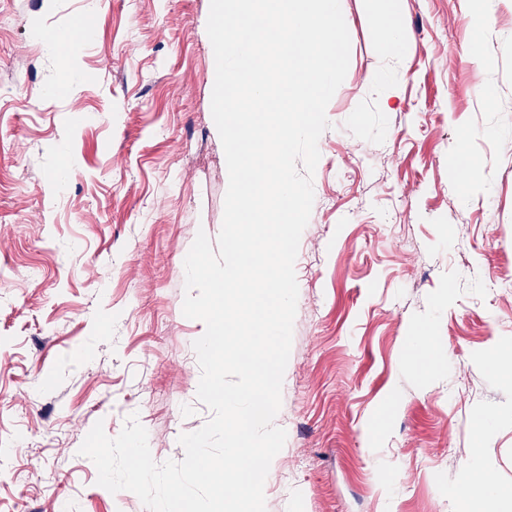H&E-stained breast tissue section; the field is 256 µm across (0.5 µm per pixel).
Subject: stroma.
<instances>
[{
    "label": "stroma",
    "instance_id": "1",
    "mask_svg": "<svg viewBox=\"0 0 512 512\" xmlns=\"http://www.w3.org/2000/svg\"><path fill=\"white\" fill-rule=\"evenodd\" d=\"M85 2L0 0V512H147L84 438L134 414L179 461L211 416L182 312L228 186L210 0ZM340 5L266 512H512V0L479 35L465 0ZM84 23L76 90L51 96L35 32Z\"/></svg>",
    "mask_w": 512,
    "mask_h": 512
}]
</instances>
